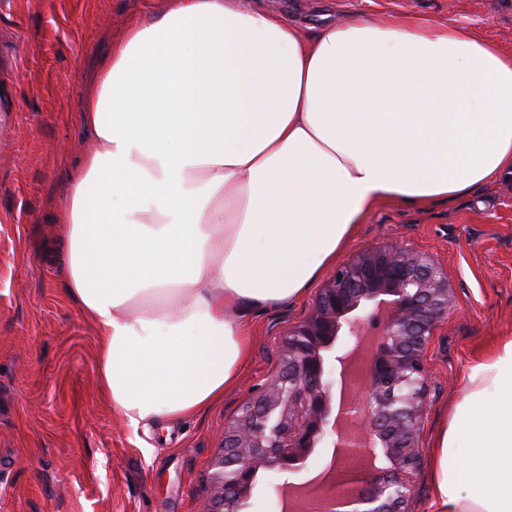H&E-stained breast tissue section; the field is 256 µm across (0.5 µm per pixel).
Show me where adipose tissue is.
<instances>
[{
	"label": "adipose tissue",
	"mask_w": 512,
	"mask_h": 512,
	"mask_svg": "<svg viewBox=\"0 0 512 512\" xmlns=\"http://www.w3.org/2000/svg\"><path fill=\"white\" fill-rule=\"evenodd\" d=\"M70 172L65 284L133 430L235 385L257 310L300 298L379 202L512 174V53L404 17L304 39L238 0H175L113 41ZM433 512H512V336L471 364L431 458Z\"/></svg>",
	"instance_id": "obj_1"
}]
</instances>
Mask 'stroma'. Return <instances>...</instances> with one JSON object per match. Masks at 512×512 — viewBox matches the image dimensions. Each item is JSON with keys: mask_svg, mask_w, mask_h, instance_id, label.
<instances>
[{"mask_svg": "<svg viewBox=\"0 0 512 512\" xmlns=\"http://www.w3.org/2000/svg\"><path fill=\"white\" fill-rule=\"evenodd\" d=\"M282 13L304 34L368 18L409 16L491 38L512 52V0H245ZM172 0H0V512H202L224 428L275 373L288 328L312 311L323 280L299 300L254 317L251 357L237 384L190 418L133 431L101 391L98 336L66 294L54 215L68 170L94 147L84 101L112 41L133 18ZM435 258L451 309L431 336L429 395L420 419L422 464L407 512H432L431 452L461 397L469 363L512 335V176L451 202L377 204L337 258L376 246ZM318 448L306 469L259 472L245 512H272L277 494L330 463Z\"/></svg>", "mask_w": 512, "mask_h": 512, "instance_id": "obj_1", "label": "stroma"}]
</instances>
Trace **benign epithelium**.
<instances>
[{"label": "benign epithelium", "mask_w": 512, "mask_h": 512, "mask_svg": "<svg viewBox=\"0 0 512 512\" xmlns=\"http://www.w3.org/2000/svg\"><path fill=\"white\" fill-rule=\"evenodd\" d=\"M448 310V279L431 256L378 246L336 268L311 315L283 336L279 370L224 430L204 512H243L259 470H300L326 439L336 444L342 432L333 388L349 379L361 351L364 377L351 395L341 390L344 414L361 427L359 447L382 452L390 467L350 480L338 468L336 485L324 494L351 493L346 512H405L421 466L417 433L429 388L424 354ZM371 330L379 339L366 346Z\"/></svg>", "instance_id": "obj_1"}]
</instances>
